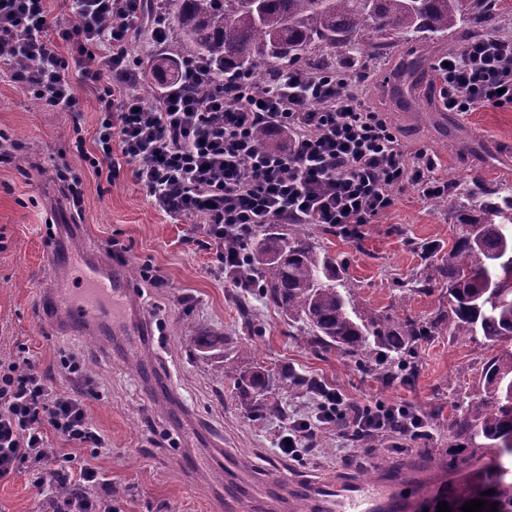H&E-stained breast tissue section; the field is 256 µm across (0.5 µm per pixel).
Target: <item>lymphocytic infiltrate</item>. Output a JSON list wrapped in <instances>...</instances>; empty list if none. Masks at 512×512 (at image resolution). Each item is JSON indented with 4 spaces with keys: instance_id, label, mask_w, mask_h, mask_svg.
<instances>
[{
    "instance_id": "1",
    "label": "lymphocytic infiltrate",
    "mask_w": 512,
    "mask_h": 512,
    "mask_svg": "<svg viewBox=\"0 0 512 512\" xmlns=\"http://www.w3.org/2000/svg\"><path fill=\"white\" fill-rule=\"evenodd\" d=\"M144 4L73 0L78 22L61 25L45 0H0V63L53 112L75 110L70 72L78 70L100 101L90 165L111 180L130 169L157 210L204 225L221 268L244 260L255 230L266 224H327L355 239L394 205V189L411 187L428 200L447 195L434 158L408 155L384 114L365 106L340 69L293 67L272 85L243 73L228 99L220 90L195 94L209 72L182 55L176 78L154 103H144L137 92L142 72L129 49L137 42L162 48L172 39L168 12L149 14ZM61 42L72 57L59 53ZM434 69L441 111L512 106V39L469 42ZM262 127L277 132L279 147L257 143ZM94 394H59L24 356L0 362V481L28 472L45 486L52 434L95 454L104 449L88 420ZM317 396L315 411L277 437L280 456L303 458L319 432L335 424L351 440L389 427L414 435L423 426L422 413L406 404L357 406L327 387ZM65 470L84 497L52 502V512H112L111 497L98 492L105 478L97 468L76 463Z\"/></svg>"
}]
</instances>
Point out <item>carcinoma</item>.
<instances>
[{"label": "carcinoma", "mask_w": 512, "mask_h": 512, "mask_svg": "<svg viewBox=\"0 0 512 512\" xmlns=\"http://www.w3.org/2000/svg\"><path fill=\"white\" fill-rule=\"evenodd\" d=\"M173 8L180 52L202 58L227 92L240 72L266 75L280 68L334 69L332 56L345 48L358 55L375 50L370 32L381 40L398 37L407 44L432 43L450 32L479 35L500 30L497 0H168ZM426 58H402L393 75V92L416 121L435 124L432 102L418 91ZM455 189L436 203L454 209L458 233L448 257L437 267L448 290L449 308L427 324L390 315L364 318L341 291L336 264L313 242L309 225L267 224L254 233L246 261L231 271L235 280L305 325L307 342L318 351L337 349L369 360L371 352L394 354L380 371L394 381L412 375L415 344L445 331L450 336H481L492 347L481 375L484 396L468 402L448 419V433L474 451L499 446L512 455V187H499L457 206ZM193 350L213 352L223 340L189 338ZM224 375L234 378L242 407L254 415L271 410L264 393L288 383L311 392L314 379L297 378L289 367L239 369L224 360ZM502 462L494 464L487 488L499 512H512V478ZM474 499L472 484L459 481L450 491V512Z\"/></svg>", "instance_id": "obj_1"}]
</instances>
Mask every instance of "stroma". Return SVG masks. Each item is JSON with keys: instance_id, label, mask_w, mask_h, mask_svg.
Returning a JSON list of instances; mask_svg holds the SVG:
<instances>
[{"instance_id": "obj_1", "label": "stroma", "mask_w": 512, "mask_h": 512, "mask_svg": "<svg viewBox=\"0 0 512 512\" xmlns=\"http://www.w3.org/2000/svg\"><path fill=\"white\" fill-rule=\"evenodd\" d=\"M405 49L396 42L384 54L364 58L340 49L336 63L369 68L371 78L362 86L365 104L386 112L408 154L433 155L442 179L468 191L512 186V107L448 112L441 125L414 123L389 93V78ZM73 88L77 110L50 114L0 65V133L24 146L23 164L0 162V357L25 349L47 383L65 395L75 390L71 365H80L95 380L99 394L89 401L88 418L108 452L93 457L54 435L49 446L58 457L73 452L90 459L109 481L114 512H216L227 495L243 501L248 512H259L255 497L273 492L278 472L301 495L312 484L362 479L378 467L393 470L390 449L346 456L349 442L332 428L304 460L278 456L277 435L289 417L314 409L313 395L293 385L277 389L267 395L272 412L259 420L250 417L220 364L190 347L195 330L224 336L230 356L251 349L266 368L285 365L318 378L358 406L405 403L423 412L439 407L448 417L456 405L481 395L489 351L479 339L428 337L415 349L416 373L389 384L378 369L356 359L314 350L302 335V323L257 298L251 314L259 331L248 332L240 314L246 290L234 286L217 264L202 225L159 212L131 170L110 182L84 160V153L96 149L100 105L95 91L81 81ZM70 172L78 174V185H70ZM49 221L69 248L96 253L107 266L113 263L112 241L125 245L121 267L136 271L129 280L131 299L145 334L129 333L120 324L104 336L93 329L76 336L65 323L47 324L41 298L62 285L60 263L46 255ZM453 221L448 210L408 188L396 191L394 206L365 225L359 240L318 228L312 236L335 259L357 311L426 323L448 305L441 290L410 295L402 305L397 295L425 263H440L447 255ZM424 244L430 255H422ZM149 269L158 271L163 285L146 287L141 274ZM399 445L405 462L420 461L434 448L448 463L446 484L423 497L430 505L446 499L459 477L456 463L471 455L447 429L431 426ZM47 508L29 474L0 483V512Z\"/></svg>"}]
</instances>
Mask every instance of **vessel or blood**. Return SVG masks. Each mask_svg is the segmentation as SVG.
Listing matches in <instances>:
<instances>
[{"label": "vessel or blood", "instance_id": "vessel-or-blood-1", "mask_svg": "<svg viewBox=\"0 0 512 512\" xmlns=\"http://www.w3.org/2000/svg\"><path fill=\"white\" fill-rule=\"evenodd\" d=\"M67 288L45 295L71 326L105 325L114 311L129 304L130 285L120 272H108L86 255L76 254L65 263ZM318 501L324 512H412L413 497L402 487L380 478L369 484L356 482L320 486Z\"/></svg>", "mask_w": 512, "mask_h": 512}]
</instances>
